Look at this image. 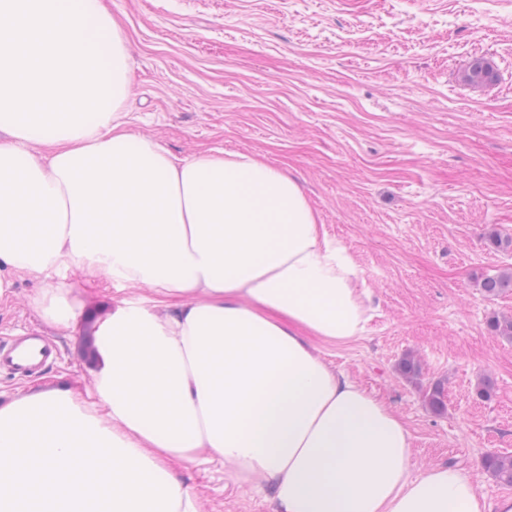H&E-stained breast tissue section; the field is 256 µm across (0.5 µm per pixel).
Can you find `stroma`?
I'll list each match as a JSON object with an SVG mask.
<instances>
[{
  "instance_id": "stroma-1",
  "label": "stroma",
  "mask_w": 512,
  "mask_h": 512,
  "mask_svg": "<svg viewBox=\"0 0 512 512\" xmlns=\"http://www.w3.org/2000/svg\"><path fill=\"white\" fill-rule=\"evenodd\" d=\"M99 2L128 38L130 132L181 159L224 150L286 170L352 256L369 288L365 332L312 344L403 421L413 475L451 465L488 503L512 498L482 467L512 455V340L489 327L512 316V291L479 287L512 272V0ZM477 58L498 73L479 90L461 80ZM78 278L15 274L0 338L42 329L30 295ZM111 305L100 293L38 374L0 370V392L87 385L85 326ZM409 355L413 380L400 372ZM436 382L440 412L425 398ZM181 479L204 512H275L271 492L221 463Z\"/></svg>"
}]
</instances>
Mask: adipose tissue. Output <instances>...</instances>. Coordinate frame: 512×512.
Instances as JSON below:
<instances>
[{"label": "adipose tissue", "mask_w": 512, "mask_h": 512, "mask_svg": "<svg viewBox=\"0 0 512 512\" xmlns=\"http://www.w3.org/2000/svg\"><path fill=\"white\" fill-rule=\"evenodd\" d=\"M126 37L91 0H0V299L72 335L98 290L89 386L0 402V512H202L220 462L276 512H487L468 475L411 474L396 413L312 347L364 330L369 290L296 180L132 134Z\"/></svg>", "instance_id": "1"}]
</instances>
